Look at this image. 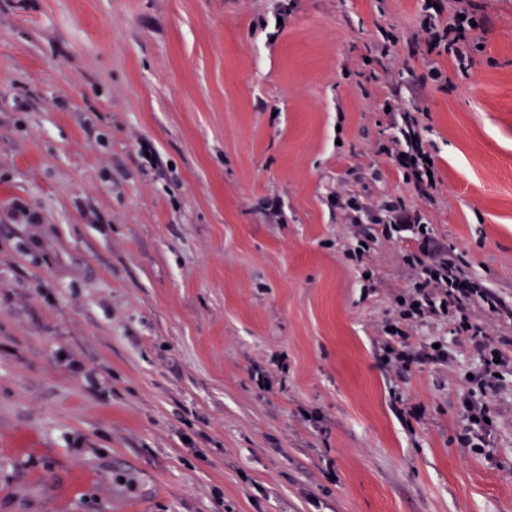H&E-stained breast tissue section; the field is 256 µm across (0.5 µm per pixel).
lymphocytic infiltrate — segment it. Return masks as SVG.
<instances>
[{
  "mask_svg": "<svg viewBox=\"0 0 512 512\" xmlns=\"http://www.w3.org/2000/svg\"><path fill=\"white\" fill-rule=\"evenodd\" d=\"M477 19L474 0H454L448 23L436 24L431 13L419 16V30L430 49H441L454 59L459 69L471 62ZM396 134L380 146L381 154L395 159L407 181L425 191L434 188L435 164L429 163L430 152L421 136L418 119L407 109L399 110ZM340 208L350 223L362 221L380 226V233H360L347 252L356 267H363L367 253L377 238H396L408 242L403 255L410 281L395 303L393 315L383 327L381 355L387 366L400 372L411 371L426 361L445 367L452 360L449 341L464 343L476 350L480 364L472 372L462 407L466 428L459 441L462 447L482 454L490 447V398L497 389L498 377L512 372V338L493 340L485 336L482 316H503L507 310L494 292L467 263L449 250L447 244L434 240L423 228L418 211L402 206L371 210L364 200L352 194L340 200ZM440 325L448 328L449 337L412 344L411 335L418 328Z\"/></svg>",
  "mask_w": 512,
  "mask_h": 512,
  "instance_id": "lymphocytic-infiltrate-1",
  "label": "lymphocytic infiltrate"
}]
</instances>
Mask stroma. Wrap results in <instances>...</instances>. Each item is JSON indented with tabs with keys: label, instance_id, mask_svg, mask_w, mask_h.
Masks as SVG:
<instances>
[{
	"label": "stroma",
	"instance_id": "1",
	"mask_svg": "<svg viewBox=\"0 0 512 512\" xmlns=\"http://www.w3.org/2000/svg\"><path fill=\"white\" fill-rule=\"evenodd\" d=\"M476 2L462 72L427 0H0V512H512V374L461 447L476 354L381 364L406 245L363 294L335 205L423 212L512 308V0ZM396 96L434 190L378 153Z\"/></svg>",
	"mask_w": 512,
	"mask_h": 512
}]
</instances>
